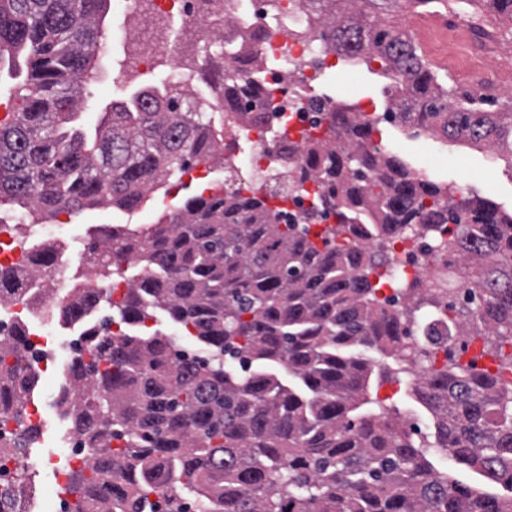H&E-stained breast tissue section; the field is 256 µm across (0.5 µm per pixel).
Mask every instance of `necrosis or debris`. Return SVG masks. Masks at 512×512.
I'll use <instances>...</instances> for the list:
<instances>
[{"label":"necrosis or debris","mask_w":512,"mask_h":512,"mask_svg":"<svg viewBox=\"0 0 512 512\" xmlns=\"http://www.w3.org/2000/svg\"><path fill=\"white\" fill-rule=\"evenodd\" d=\"M152 9L161 20L167 35L145 41L139 31H123L122 39L141 43L139 65L150 71L155 58L171 56L170 79L182 80L180 43L182 37L193 32L209 33L217 43L235 42L241 32H248L250 40L245 52L225 57V70L240 74L245 85L256 88L269 99L278 121L284 122L290 140L301 142L304 134L312 132L319 113L341 111L340 102L316 97L312 87L327 69L335 67L336 55L326 46L319 34V19L308 12L301 0H285L276 15H268L265 0H153ZM271 127L264 123H246L235 136L225 137L217 149L239 168L241 183L255 185L279 176L292 185L293 192L283 206L290 214L306 210L316 182L308 179L301 157L285 162L273 145ZM88 237L67 235L55 248L50 278L53 294H42L32 288L25 298L0 299V338H7L14 325L35 318L42 324L65 318L57 293L71 288L75 280L84 287L96 284L88 275L84 252ZM389 261L377 271L384 281L377 298L383 308L405 312L411 306L407 293L409 285L422 291L450 292L458 299L471 294V285L463 263L446 266L442 251L431 248L421 227L398 235L387 247ZM418 344L414 336L403 338V378L414 384L440 371L448 363L449 355L459 362L483 371L489 359L483 352L478 336L462 335L455 339L453 350L437 348L427 355L417 356Z\"/></svg>","instance_id":"obj_1"}]
</instances>
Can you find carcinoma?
<instances>
[{"label": "carcinoma", "mask_w": 512, "mask_h": 512, "mask_svg": "<svg viewBox=\"0 0 512 512\" xmlns=\"http://www.w3.org/2000/svg\"><path fill=\"white\" fill-rule=\"evenodd\" d=\"M109 0H0V73L17 83L23 105L0 127V206L13 216L53 217L110 204L134 210L161 185L208 162L224 138L207 115L220 100L259 118L264 100L211 57L200 81L212 95L181 84L137 91L101 120H80L95 75ZM322 15L321 36L343 59H359L393 83L383 118L426 128L512 156V112L454 99L448 81L426 66L414 44L386 23L400 0H307ZM304 137L320 187L308 219L336 209L322 242L303 224L234 176L161 210L137 234L112 229L85 261L98 286L72 290L76 320L106 303L120 332L93 341L94 364L79 363L68 384L82 393L72 428L93 465L68 473L71 512H157L151 496L170 490L162 512H183L181 497L200 491L223 512H512V389L499 377L449 361L413 387L432 414L433 438L416 440L400 411L368 397L375 371L358 349L399 362L398 315L382 308L370 275L387 258L353 239L356 225L386 239L422 225L439 241L442 224H463L456 255L474 272L475 307L462 312L502 341L512 340V214L467 198L448 206V188L420 179L394 153L369 151L359 136L336 149ZM138 270L127 275V256ZM126 279L112 300V276ZM414 311L435 316V297L412 293ZM157 309L205 359L175 358L146 325ZM37 380L17 341H0V418L15 424L17 447L36 432L24 407ZM447 450L476 473L456 483L430 462ZM504 488L501 495L487 483Z\"/></svg>", "instance_id": "carcinoma-1"}]
</instances>
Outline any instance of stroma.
<instances>
[{"label": "stroma", "mask_w": 512, "mask_h": 512, "mask_svg": "<svg viewBox=\"0 0 512 512\" xmlns=\"http://www.w3.org/2000/svg\"><path fill=\"white\" fill-rule=\"evenodd\" d=\"M426 27L427 49L434 55L448 56L446 68L440 69V76L448 82V87L455 94L475 92L470 73L471 61L468 55L452 56V48L445 35L446 30H453L469 36L474 30L484 29L492 35L489 48L496 56L498 65L512 70V18L498 13L486 0H433L432 4L418 8L407 7L397 11L395 27L408 31L410 23ZM107 56L98 70L93 84V102L84 113L88 123H96L106 106L123 95L162 82L169 70L168 58H158L154 70L142 73L138 70L133 46L122 41H109L105 44ZM349 71L354 73L361 86L360 95L343 96L336 81L337 73ZM384 82L377 75L366 69L359 62L337 61L334 71L328 72L318 86V90L344 106L367 108L380 113L386 108L387 99L383 93ZM394 154H406L415 168H422L424 155L449 158L448 168L440 172L428 171L430 180L452 187L459 182H466L467 195L492 202L501 211L512 213V161L488 160L482 146H471L433 134L410 138L400 127L386 125L378 134ZM159 209L158 201L152 200L142 210L130 213L108 206L87 208L71 215L69 227L71 232L83 234L100 224L135 228L153 223ZM61 386L55 372L43 375L33 393V402L37 405L40 418L54 421L53 434L44 436L42 445L49 448L51 460L33 461L35 485H52L57 473H69L71 463L62 446V439L70 429L68 418L58 416V408L52 402V395ZM370 396L386 400L388 405L398 407L402 416L417 419L424 433H432L431 415L420 406L410 386L397 384L376 377L370 383Z\"/></svg>", "instance_id": "stroma-1"}]
</instances>
